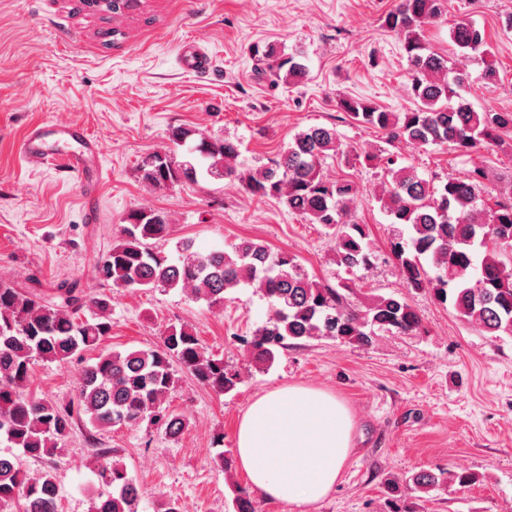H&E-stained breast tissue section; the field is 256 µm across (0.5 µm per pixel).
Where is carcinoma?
<instances>
[{
	"instance_id": "1",
	"label": "carcinoma",
	"mask_w": 512,
	"mask_h": 512,
	"mask_svg": "<svg viewBox=\"0 0 512 512\" xmlns=\"http://www.w3.org/2000/svg\"><path fill=\"white\" fill-rule=\"evenodd\" d=\"M448 0H396L383 19L401 37L410 66L414 107L388 112L360 98L342 97L338 108L352 122L379 129L387 144L417 148L447 144L466 154L512 133V111L478 112L463 97L469 82L463 69L449 71L448 56L428 46L422 28L446 16ZM452 43L464 51L486 53L485 30L461 19L450 30ZM256 70L273 83L303 77L302 53L284 54L272 45L258 56ZM192 158L176 161L154 152L138 165L142 182L153 188L196 183L200 177L237 179L259 198H272L310 224L332 231L336 262L348 269L368 267L374 252L363 225L353 217L355 186L324 174L329 158L369 166L377 155L343 147L336 127L311 126L294 135L271 164L246 174L237 168L240 142L200 139L188 149ZM391 180L380 201L391 223L407 236L390 242L404 287L430 291L460 317L493 336H512V197L485 205L478 193L486 172L475 168L464 178L426 179L411 166L387 157ZM170 222L155 210L130 213L121 236L97 265L98 277L122 290L179 288L222 306L226 292L242 285L258 288L272 314L244 340L255 363L269 367L290 341L333 340L370 346L380 333L411 334L421 318L400 295L377 294L355 304V287L333 288L310 279L296 256L274 252L243 240L230 249L206 254L192 243L177 246L174 261L154 242L165 239ZM112 330V297L90 295L77 280H63L52 293L40 283L21 287L0 279V440L32 459L62 452L73 414L27 393L39 363L64 365L96 347ZM191 375L219 394L236 389L239 373L207 352L192 328L172 326L158 345L99 355L85 366L79 391L80 413L97 430L155 426L171 438L189 421L166 401L175 390L177 372ZM96 474L103 492L91 498L88 512H140L146 491L117 459V450L97 449ZM414 487L432 488L441 476L420 471ZM234 512H255L253 500L233 490ZM0 512H62L53 467L36 475L25 472L16 456L0 455Z\"/></svg>"
}]
</instances>
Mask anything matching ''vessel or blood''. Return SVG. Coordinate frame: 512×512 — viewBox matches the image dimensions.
Listing matches in <instances>:
<instances>
[{"label":"vessel or blood","instance_id":"vessel-or-blood-1","mask_svg":"<svg viewBox=\"0 0 512 512\" xmlns=\"http://www.w3.org/2000/svg\"><path fill=\"white\" fill-rule=\"evenodd\" d=\"M23 157L47 163L64 156L67 170L81 175L97 167L101 152L98 141L78 124L44 123L27 130L20 146Z\"/></svg>","mask_w":512,"mask_h":512}]
</instances>
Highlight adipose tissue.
<instances>
[{"instance_id":"obj_1","label":"adipose tissue","mask_w":512,"mask_h":512,"mask_svg":"<svg viewBox=\"0 0 512 512\" xmlns=\"http://www.w3.org/2000/svg\"><path fill=\"white\" fill-rule=\"evenodd\" d=\"M352 418L331 393L305 386L256 398L237 427L235 462L251 490L297 512L325 499L352 452Z\"/></svg>"}]
</instances>
